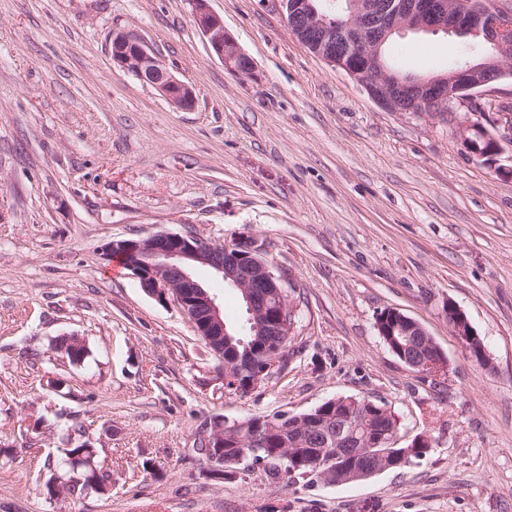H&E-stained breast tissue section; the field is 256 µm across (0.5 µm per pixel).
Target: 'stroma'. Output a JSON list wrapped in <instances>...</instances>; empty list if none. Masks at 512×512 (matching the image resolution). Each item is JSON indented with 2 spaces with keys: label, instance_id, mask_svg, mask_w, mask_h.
I'll return each instance as SVG.
<instances>
[{
  "label": "stroma",
  "instance_id": "stroma-1",
  "mask_svg": "<svg viewBox=\"0 0 512 512\" xmlns=\"http://www.w3.org/2000/svg\"><path fill=\"white\" fill-rule=\"evenodd\" d=\"M252 74L211 51L190 0H0V512H512V179L462 152L448 117L388 112L292 35L281 0H208ZM130 30L195 105L179 110L112 64ZM453 35L401 32L385 54L423 77L460 57ZM159 231L254 239L297 304L288 364L225 392L218 363L109 243ZM224 320L240 292L209 269ZM483 341L477 364L447 303ZM387 308L443 351L432 380L376 330ZM84 339V364L54 342ZM385 404L395 444L430 452L342 485L274 483L262 466L212 479L200 425ZM78 424L112 471L101 497H52L47 463ZM156 464L154 474L141 468Z\"/></svg>",
  "mask_w": 512,
  "mask_h": 512
}]
</instances>
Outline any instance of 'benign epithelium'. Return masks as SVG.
Masks as SVG:
<instances>
[{
	"mask_svg": "<svg viewBox=\"0 0 512 512\" xmlns=\"http://www.w3.org/2000/svg\"><path fill=\"white\" fill-rule=\"evenodd\" d=\"M293 35L329 65L339 68L363 84L370 98L389 112H419L428 107L432 116H444L464 107L468 113L485 111L482 93L505 78H512V13L500 10L488 0H349L347 20L336 21L318 12L313 0H281ZM195 22L208 38L214 54L233 70L247 74L253 63L238 49L224 29V20L212 12L207 0H191ZM402 31L444 32L479 36L491 44L494 52L477 64L466 63L447 74L411 80L400 77L387 67L381 57V45L393 33ZM114 66L131 72L154 88L172 106L188 110L195 103L191 86L177 79L164 67L144 41L131 31L112 33ZM492 133L480 121L458 124L456 143L471 158L485 161L495 174L512 177V114L501 113ZM117 255L146 288V293L161 303L172 299L217 355L224 353V310L217 296L204 288L191 274L196 264L211 268L222 280L243 296L249 321L255 330L282 336L288 329V297L280 280L249 238L232 243H215L195 235L171 232L136 239L118 240L108 246L107 256ZM448 324L481 362L484 346L465 313L448 304ZM402 324L407 333L426 336L418 322L396 308L379 317L376 329L385 322ZM432 357L408 358L402 347L392 348L405 364L426 377L446 373L447 360L433 340L425 341ZM211 452L207 462L210 472L224 474L222 429L205 422L199 429Z\"/></svg>",
	"mask_w": 512,
	"mask_h": 512,
	"instance_id": "obj_1",
	"label": "benign epithelium"
}]
</instances>
